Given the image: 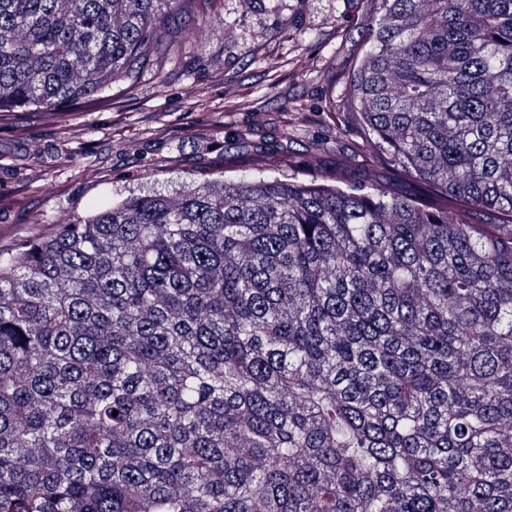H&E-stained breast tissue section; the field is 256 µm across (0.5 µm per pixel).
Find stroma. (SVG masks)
<instances>
[{"instance_id":"stroma-1","label":"stroma","mask_w":512,"mask_h":512,"mask_svg":"<svg viewBox=\"0 0 512 512\" xmlns=\"http://www.w3.org/2000/svg\"><path fill=\"white\" fill-rule=\"evenodd\" d=\"M371 0H194L166 83L144 74L110 101L0 118V248L45 237L101 202L167 191L264 148L272 168L342 172L418 195L362 144L343 108Z\"/></svg>"}]
</instances>
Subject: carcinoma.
Listing matches in <instances>:
<instances>
[{
	"instance_id": "obj_1",
	"label": "carcinoma",
	"mask_w": 512,
	"mask_h": 512,
	"mask_svg": "<svg viewBox=\"0 0 512 512\" xmlns=\"http://www.w3.org/2000/svg\"><path fill=\"white\" fill-rule=\"evenodd\" d=\"M191 2L0 0V112L165 81ZM373 2L425 197L256 164L0 250V512H512V0Z\"/></svg>"
}]
</instances>
